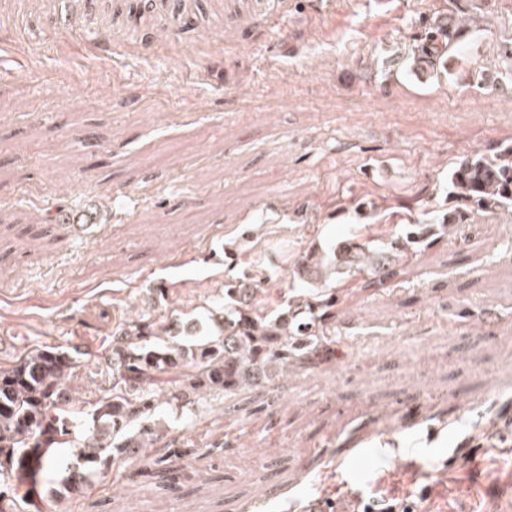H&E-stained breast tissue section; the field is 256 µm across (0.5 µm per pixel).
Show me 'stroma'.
Masks as SVG:
<instances>
[{
	"label": "stroma",
	"instance_id": "stroma-1",
	"mask_svg": "<svg viewBox=\"0 0 512 512\" xmlns=\"http://www.w3.org/2000/svg\"><path fill=\"white\" fill-rule=\"evenodd\" d=\"M198 30L112 58L66 15L120 33L112 0L0 7V365L28 351L89 355L69 384L83 408L112 390V331L129 311L170 324L224 304L247 276L276 306L297 256L345 237L440 223L451 170L512 140V81L497 46L512 0H223ZM480 13L450 75L394 72L422 18ZM279 24H272V16ZM485 80L469 78L472 63ZM97 136L109 162L79 170L67 144ZM72 216L51 237L37 216ZM413 256L383 290L339 284L334 357L224 413L158 416L199 456L189 494L126 487L107 470L65 500L54 477L0 488L15 512H512V209L468 240ZM422 409L414 430L399 409ZM233 440L232 448L211 443ZM456 456H449V449Z\"/></svg>",
	"mask_w": 512,
	"mask_h": 512
}]
</instances>
